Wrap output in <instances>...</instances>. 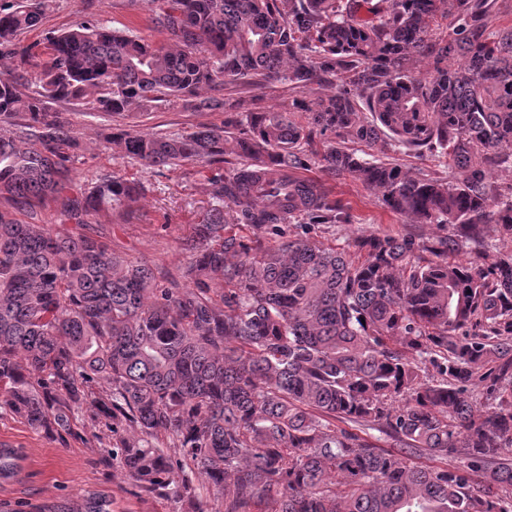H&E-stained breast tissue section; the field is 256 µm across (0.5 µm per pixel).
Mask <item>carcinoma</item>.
I'll use <instances>...</instances> for the list:
<instances>
[{
	"label": "carcinoma",
	"instance_id": "1",
	"mask_svg": "<svg viewBox=\"0 0 512 512\" xmlns=\"http://www.w3.org/2000/svg\"><path fill=\"white\" fill-rule=\"evenodd\" d=\"M151 2L168 43L80 19L47 37L41 65L21 36L53 0L0 6V57L13 62L0 76V196L15 209L0 210V411L76 441L85 410L109 464L181 512H204L199 481L215 512H512V252L485 236L492 224L512 241V187L490 180L512 159V27L490 30L497 0H377L368 20L359 0ZM439 16L450 22L437 34ZM271 81L336 93L245 107L240 88ZM171 99L224 123L111 127L100 142L147 167L238 161L212 179L177 277L90 232L141 187L118 173L75 185L83 132L52 110L85 100L124 115ZM294 112L329 137L327 170L451 234L358 238V263L312 240L342 211L296 183L312 131ZM387 140L451 157L456 176L350 150ZM265 171L274 188L260 199L250 188ZM48 201L73 230L17 218ZM299 217L295 238L262 244ZM240 224L261 238L246 243ZM465 246L473 258L452 259ZM17 460L1 447L0 475Z\"/></svg>",
	"mask_w": 512,
	"mask_h": 512
}]
</instances>
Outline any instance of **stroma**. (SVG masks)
<instances>
[{"mask_svg": "<svg viewBox=\"0 0 512 512\" xmlns=\"http://www.w3.org/2000/svg\"><path fill=\"white\" fill-rule=\"evenodd\" d=\"M88 18L153 42L165 41L150 0H55L42 25L24 35L27 43L43 41L51 32H61L74 21ZM71 113L85 134V148L72 165L77 185L89 187L100 178L118 173L137 181L141 196L133 212L100 213L96 222L112 242L113 249L128 258L143 261L178 275L189 255L180 246L209 207L210 179L215 173H230L232 164L215 169L187 164L175 169L147 167L115 155L100 145L98 135L109 125L108 115L84 103L58 105ZM127 124L149 133L173 134L199 124L222 125L221 112H196L182 102H154L126 116ZM306 177L324 187L337 200L346 216L343 224H319L312 237L327 245L347 247L353 239L369 235L409 234L419 240L446 235V226L412 224L385 208L361 183L347 175H332L312 164ZM13 442L19 453L18 472L0 483V512H84L87 500L106 498L110 512H178L174 499L141 492L118 469H104L101 461L108 444L93 434L83 440L60 442L29 430L10 415L0 416V440Z\"/></svg>", "mask_w": 512, "mask_h": 512, "instance_id": "obj_1", "label": "stroma"}]
</instances>
